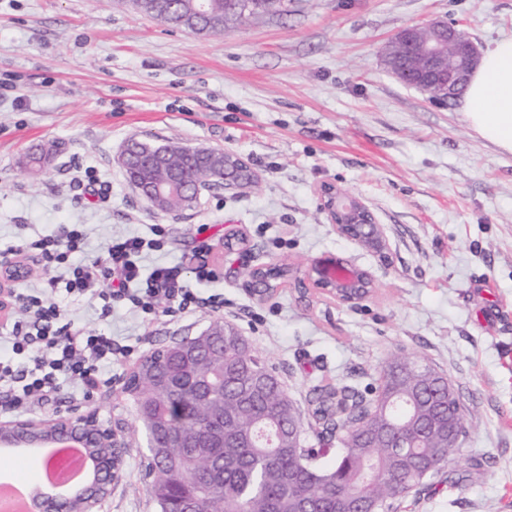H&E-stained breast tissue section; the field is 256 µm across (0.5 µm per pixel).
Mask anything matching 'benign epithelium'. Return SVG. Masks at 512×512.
<instances>
[{
	"mask_svg": "<svg viewBox=\"0 0 512 512\" xmlns=\"http://www.w3.org/2000/svg\"><path fill=\"white\" fill-rule=\"evenodd\" d=\"M412 54L420 55L424 64L418 73L409 76L404 60ZM380 57L386 70L402 83L435 93L432 97L434 101H445L468 82L477 65L479 52L457 24L432 20L400 29L384 43ZM253 183L246 161L236 153L224 152V188L245 189ZM132 185L143 200L155 204L167 195L173 180L168 178L149 188L137 181L132 182ZM319 198L321 209L340 235L365 247L379 246L380 225L363 201L333 184L320 186ZM27 268L28 265L21 260L0 265L1 319L9 316V292L24 279ZM306 286L343 306L360 303L357 295L365 288H375L374 279L367 270L338 257L313 263L307 274ZM72 436L82 438L88 449L95 446L109 449L107 456L94 462V465L102 468V472L98 473V482L82 486L62 502L49 493L44 494L36 500L39 512H98L101 500L112 484V476L105 477L103 473L112 470L114 460L119 457V449L123 447L119 434L110 428L97 425L91 418L57 420L52 439L61 440ZM7 440L17 444H34L40 441L36 435V424L16 421L1 425L0 443ZM182 447H224V417L213 419L204 436L188 441Z\"/></svg>",
	"mask_w": 512,
	"mask_h": 512,
	"instance_id": "1",
	"label": "benign epithelium"
}]
</instances>
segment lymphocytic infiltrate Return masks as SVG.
I'll return each instance as SVG.
<instances>
[{"label":"lymphocytic infiltrate","instance_id":"1","mask_svg":"<svg viewBox=\"0 0 512 512\" xmlns=\"http://www.w3.org/2000/svg\"><path fill=\"white\" fill-rule=\"evenodd\" d=\"M162 225L152 227L151 237H119L109 240L103 255L85 263H71L81 251L85 234L81 225L59 224L41 237L25 241L24 250H34L52 275L46 290L17 289L13 303L21 317L6 330L14 353H28L26 366L0 357V400L12 408L54 398L61 382L78 381L84 394L109 386L105 364L115 354L111 336L85 330L69 318L51 297L61 286L99 303L103 317H110L114 304H129L146 313L191 312L197 295L184 283L180 266H157L143 271L141 255L160 247Z\"/></svg>","mask_w":512,"mask_h":512}]
</instances>
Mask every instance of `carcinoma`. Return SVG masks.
<instances>
[{"instance_id": "cac0c4a2", "label": "carcinoma", "mask_w": 512, "mask_h": 512, "mask_svg": "<svg viewBox=\"0 0 512 512\" xmlns=\"http://www.w3.org/2000/svg\"><path fill=\"white\" fill-rule=\"evenodd\" d=\"M206 2L213 6L207 19H190L182 0H146L142 12L174 29L217 36L252 17L288 11V0ZM160 150L165 151L166 170L183 175L186 184L222 175L211 161L195 157L179 142L132 140L125 164L128 179L152 182L154 172L144 160ZM185 206L192 209L195 204L177 188L160 210L176 212ZM240 341L246 339H226L224 349L201 354L195 362L201 373L220 361L224 364V447L214 454V459H223L224 477L198 495V512H393L397 502L424 486L421 474L433 478L446 469L452 452L448 419L461 426L463 415L448 411V378L425 371V358L396 353L380 367L375 382L362 388L347 382L316 386L302 414L276 370L254 350L240 349ZM173 358L168 347L156 348L126 381L150 441L198 436L216 410L196 398L195 381L172 393L167 382ZM294 426L319 444L336 443L329 467L315 465L323 449L288 446ZM202 464L184 448L148 452V492L158 512L171 508L176 492L194 486Z\"/></svg>"}]
</instances>
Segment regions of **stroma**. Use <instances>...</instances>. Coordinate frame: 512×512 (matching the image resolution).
<instances>
[{
  "label": "stroma",
  "mask_w": 512,
  "mask_h": 512,
  "mask_svg": "<svg viewBox=\"0 0 512 512\" xmlns=\"http://www.w3.org/2000/svg\"><path fill=\"white\" fill-rule=\"evenodd\" d=\"M435 18L460 24L478 48L512 36V0H288L221 36L174 29L124 0H0V261L56 224L85 231L80 263L109 239L164 225L145 268L181 265L200 297L223 312L147 315L120 304L109 318L88 298H55L88 329L132 348L107 373L110 390L76 382L0 425L90 415L124 434L99 512H157L141 472L144 434L123 386L154 349L234 325L275 367L306 410L317 385L363 380L393 354L426 356L462 397L471 425L447 479L407 497L398 512H512V154L482 139L458 101H433L382 65V44ZM133 138L177 140L239 154L256 175L245 190H202L195 209L161 212L141 199L120 161ZM58 151L42 172L26 154ZM93 172L108 198L79 190ZM324 183L362 199L380 249L337 233L316 193ZM245 243L229 252L224 235ZM367 269L374 293L358 306L292 289L262 300L251 269L286 264L306 275L323 258ZM216 272L198 280V260Z\"/></svg>",
  "instance_id": "stroma-1"
}]
</instances>
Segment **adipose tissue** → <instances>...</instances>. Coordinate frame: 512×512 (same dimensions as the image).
<instances>
[{"label": "adipose tissue", "instance_id": "ef3b65f1", "mask_svg": "<svg viewBox=\"0 0 512 512\" xmlns=\"http://www.w3.org/2000/svg\"><path fill=\"white\" fill-rule=\"evenodd\" d=\"M460 111L482 138L512 152V37L495 41L482 55Z\"/></svg>", "mask_w": 512, "mask_h": 512}]
</instances>
